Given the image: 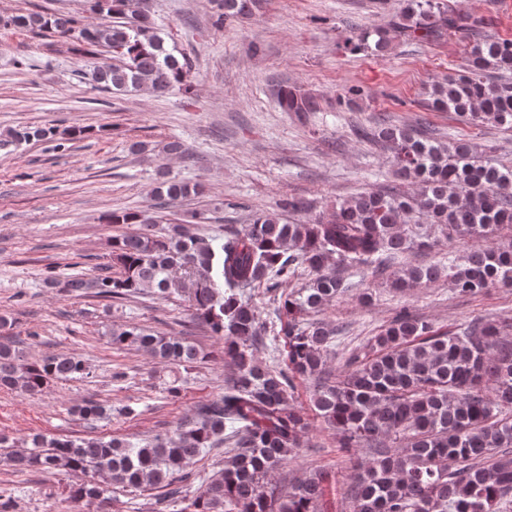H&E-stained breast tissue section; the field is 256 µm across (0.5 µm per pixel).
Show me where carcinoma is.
Segmentation results:
<instances>
[{
  "mask_svg": "<svg viewBox=\"0 0 512 512\" xmlns=\"http://www.w3.org/2000/svg\"><path fill=\"white\" fill-rule=\"evenodd\" d=\"M256 0H216V23L253 12ZM98 21L78 25L63 13L0 15V28L47 32L90 49L105 48L113 62H93L82 77L103 92L142 90L166 94L189 90L188 59L169 46L154 18L133 0H93ZM472 37L462 74L434 83L432 107L453 112L474 126L512 131V40L484 31L481 19L449 8L447 0H400L390 26L361 29L355 52H386L394 36L438 41L448 30ZM283 112L306 118L314 99L280 82L273 88ZM369 142L387 155L395 175L418 186L414 194L386 185L336 202L329 216L309 223L257 217L246 229L209 239L187 223L155 234L147 212L112 214L113 224L140 229L112 238L111 262L91 277L48 281L67 296L87 292L112 301L146 295L168 300L191 290L193 328L224 342L233 365L224 392L195 406L174 427L145 439L46 437L21 442L12 461L22 470L82 475L70 487L75 502L99 499L105 474L119 485L162 489L169 503L191 477L201 492L192 512H322L324 472L268 485V475L298 455L309 423L291 403L299 380L311 384L318 417L336 430L338 447L363 448L351 467L346 512H504L512 504V323L470 320L442 331L406 308L395 311L361 354L348 357L339 374L327 355L336 327L308 318L325 303L353 290L350 275L369 272L395 293L423 288L441 278L460 297L512 287V166L486 159L488 146L465 139L443 143L418 127L385 121ZM201 191L198 183L164 179L159 206ZM412 224L409 230L404 225ZM430 224L459 242L511 231L505 243L460 257L436 251ZM433 256L406 263L402 256ZM118 273H112V266ZM301 288L284 292L300 270ZM263 288L278 302L274 314L283 334L284 366L270 367L252 346L266 332L249 290ZM114 346H136L162 363L189 368L199 360L190 334H159L145 326L114 329ZM82 360L52 354L28 362L14 336H0V389L41 393L54 380L89 377ZM493 382L495 396L482 387ZM89 422L110 410L89 399L74 409ZM229 444L224 470L203 476L193 466L208 450Z\"/></svg>",
  "mask_w": 512,
  "mask_h": 512,
  "instance_id": "1",
  "label": "carcinoma"
}]
</instances>
